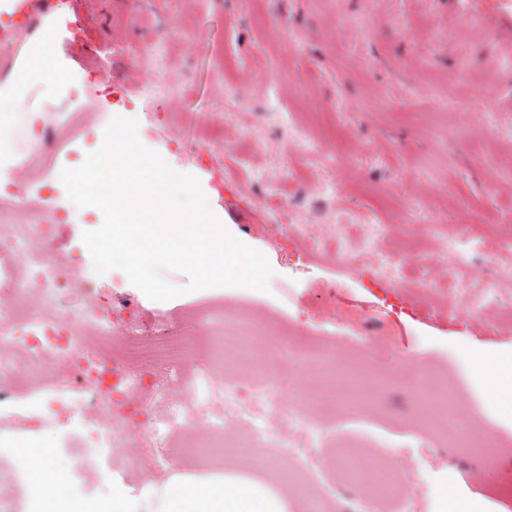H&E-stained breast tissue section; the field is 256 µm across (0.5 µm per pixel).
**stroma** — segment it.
<instances>
[{
    "label": "stroma",
    "mask_w": 512,
    "mask_h": 512,
    "mask_svg": "<svg viewBox=\"0 0 512 512\" xmlns=\"http://www.w3.org/2000/svg\"><path fill=\"white\" fill-rule=\"evenodd\" d=\"M512 33V0H69L55 12L35 5L33 24L19 41L0 46V110L9 113L8 144L0 172L28 180L32 190L15 221L39 219L37 180L26 162L34 149L22 120L35 112H82L97 129L116 116L139 122L138 136L174 169L194 175L211 209L243 243L258 249L274 270L268 292L224 288L225 305L253 316L261 328L286 336L298 316L328 295L359 311L365 337L333 324L306 322L317 336L347 349L381 336L362 357L365 371L420 363L416 383L384 388L380 406L363 421L336 420L327 435L359 439V457L375 459L378 440H412L414 386L429 373L455 376L465 399L512 438V397L494 394V380H478L481 356L512 359V329L483 338L465 322L445 317L440 305L413 317L424 299L403 284L381 288L363 266L347 267L330 254H306L289 236L292 224L327 235L348 225L376 248H408L431 258L434 285H448L447 258L433 242L435 226L468 233L512 226V53L493 31ZM98 56L112 68L111 97L91 76L79 98L67 97L65 75ZM476 84L490 85L483 104L471 98ZM221 130L219 142L202 146L199 134ZM223 178L209 186L207 168ZM317 190H308L309 182ZM68 220L54 245L76 269L92 270L81 234L83 209L67 197ZM384 225L378 238L369 227ZM137 299L146 315L169 314L201 300V293L156 302L129 280L111 288L120 307ZM81 421L72 417L51 434L18 431L15 449L48 448L47 465L78 475L93 465L101 484L91 496L72 495L71 506L94 512L122 487L133 512H159L171 485L189 480L185 466L166 467L150 487L128 485L103 445L80 448ZM486 479L481 491L464 487L462 474ZM401 503L370 497L335 472L334 512H404L416 497L448 493L450 512H512L500 487L512 486V451L495 464L431 448L414 468Z\"/></svg>",
    "instance_id": "obj_1"
}]
</instances>
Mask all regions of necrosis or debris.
Masks as SVG:
<instances>
[{"instance_id": "4bbe7bcc", "label": "necrosis or debris", "mask_w": 512, "mask_h": 512, "mask_svg": "<svg viewBox=\"0 0 512 512\" xmlns=\"http://www.w3.org/2000/svg\"><path fill=\"white\" fill-rule=\"evenodd\" d=\"M94 134L80 112L65 113L55 125L30 117L26 135L37 143L28 159L31 173L41 175L62 153L80 166L83 159L70 145ZM38 208L44 222L0 225V360L18 368L21 386L37 397L19 426L41 432L81 410L88 437H105L118 462L134 467L140 485L159 475L162 446L217 476L240 449L271 448L282 460L271 481L283 488L304 481L314 488L313 512H331L330 472L317 451L328 419L371 412L384 380L343 360L333 343L307 347L295 336L270 339L220 299L149 326L138 303L107 309L96 279L76 288L62 269L64 258L50 241L62 217L53 196L41 195ZM35 239L42 248H31ZM440 251L452 258L449 283L470 288L482 237L447 235ZM492 261L497 277L487 293L512 319V232L500 235ZM64 298L69 306H61ZM416 415L424 445L478 456L502 446L447 377L418 388ZM104 418L112 421L108 437ZM342 464L360 483L400 501L399 475L356 457Z\"/></svg>"}]
</instances>
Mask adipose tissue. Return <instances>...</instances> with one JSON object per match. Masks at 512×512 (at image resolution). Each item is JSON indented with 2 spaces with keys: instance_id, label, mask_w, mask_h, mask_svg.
I'll return each mask as SVG.
<instances>
[{
  "instance_id": "1",
  "label": "adipose tissue",
  "mask_w": 512,
  "mask_h": 512,
  "mask_svg": "<svg viewBox=\"0 0 512 512\" xmlns=\"http://www.w3.org/2000/svg\"><path fill=\"white\" fill-rule=\"evenodd\" d=\"M285 494L276 493L250 477L225 472L221 481L209 486L205 495L173 487L166 512H287Z\"/></svg>"
}]
</instances>
